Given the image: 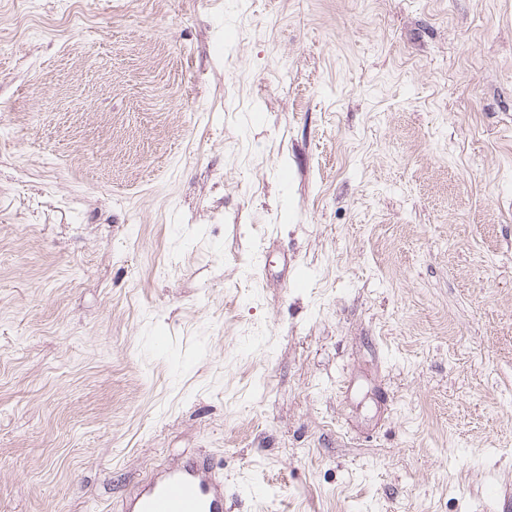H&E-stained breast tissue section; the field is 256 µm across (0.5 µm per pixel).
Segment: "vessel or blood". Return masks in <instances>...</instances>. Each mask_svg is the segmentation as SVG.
<instances>
[{"label":"vessel or blood","instance_id":"vessel-or-blood-1","mask_svg":"<svg viewBox=\"0 0 512 512\" xmlns=\"http://www.w3.org/2000/svg\"><path fill=\"white\" fill-rule=\"evenodd\" d=\"M117 512H224V475L208 454L181 452L145 475Z\"/></svg>","mask_w":512,"mask_h":512}]
</instances>
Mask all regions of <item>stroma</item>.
Masks as SVG:
<instances>
[{
    "instance_id": "35a3bbf8",
    "label": "stroma",
    "mask_w": 512,
    "mask_h": 512,
    "mask_svg": "<svg viewBox=\"0 0 512 512\" xmlns=\"http://www.w3.org/2000/svg\"><path fill=\"white\" fill-rule=\"evenodd\" d=\"M185 449L512 512V0H0V512Z\"/></svg>"
}]
</instances>
